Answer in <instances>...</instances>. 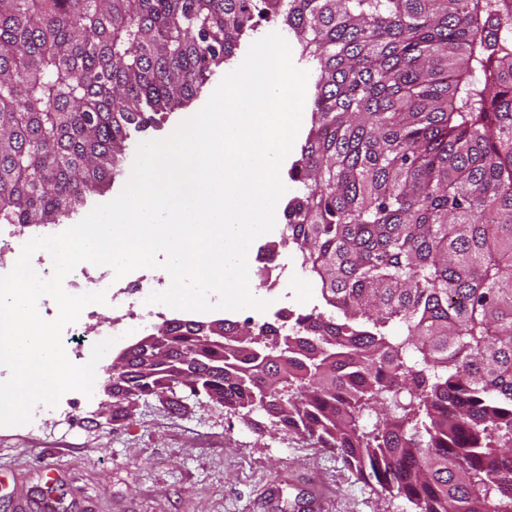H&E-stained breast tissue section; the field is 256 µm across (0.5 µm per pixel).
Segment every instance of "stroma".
<instances>
[{
  "mask_svg": "<svg viewBox=\"0 0 512 512\" xmlns=\"http://www.w3.org/2000/svg\"><path fill=\"white\" fill-rule=\"evenodd\" d=\"M273 32L288 43L293 64L316 75V64L301 58L296 38L281 21L261 20L242 36L230 63L217 69L192 105L206 104L250 45ZM188 108H177L135 134L121 174L62 218L59 229L114 199L131 175L139 143L170 135ZM311 125V111L303 109L299 134L279 171L285 191L277 202V223L251 245L253 287L259 284V258L269 249L277 251L282 275L270 305L262 311L203 312L200 320L278 325L322 305L318 283L302 271L301 256L287 240L284 217L289 202L304 190L291 170ZM105 384L98 379L89 397L77 391L62 396L61 405L73 410L71 425L45 434L23 425L0 427V512H46L48 500L53 512H307L315 495L322 498L323 512H411L403 498L366 483L329 449L272 428L262 411L244 417L181 388L177 404L153 396L139 401L131 418L111 423Z\"/></svg>",
  "mask_w": 512,
  "mask_h": 512,
  "instance_id": "stroma-1",
  "label": "stroma"
}]
</instances>
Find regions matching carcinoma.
I'll list each match as a JSON object with an SVG mask.
<instances>
[{
  "label": "carcinoma",
  "instance_id": "obj_1",
  "mask_svg": "<svg viewBox=\"0 0 512 512\" xmlns=\"http://www.w3.org/2000/svg\"><path fill=\"white\" fill-rule=\"evenodd\" d=\"M257 16L319 67L285 218L340 316L171 326L166 365L117 377L127 402L185 386L412 512H512V0H0V224L105 188Z\"/></svg>",
  "mask_w": 512,
  "mask_h": 512
}]
</instances>
